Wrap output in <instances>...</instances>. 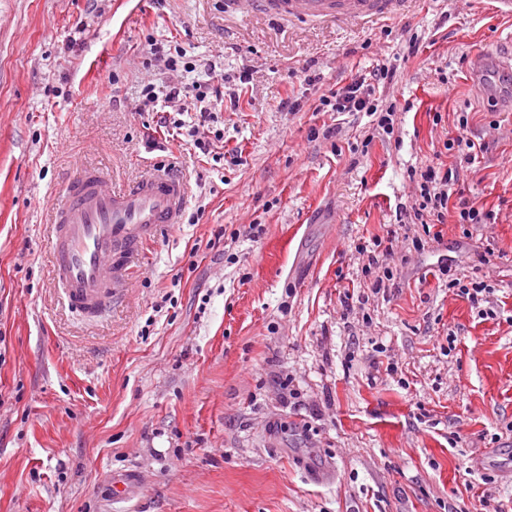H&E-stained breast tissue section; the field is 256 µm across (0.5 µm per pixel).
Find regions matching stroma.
<instances>
[{
    "label": "stroma",
    "mask_w": 512,
    "mask_h": 512,
    "mask_svg": "<svg viewBox=\"0 0 512 512\" xmlns=\"http://www.w3.org/2000/svg\"><path fill=\"white\" fill-rule=\"evenodd\" d=\"M153 39L239 94L218 113L223 161L160 133L148 147L135 105L171 79ZM509 55L496 0L370 23L0 0V512H512V84L473 81ZM382 64L393 135L318 111ZM462 115L485 146L471 164L444 148ZM79 161L117 188L170 168L199 216L163 230L92 322L66 306L46 232ZM429 166L458 169L491 223L451 212L436 238L398 222ZM373 239L392 250L372 268ZM453 276L492 284L494 316ZM124 473L134 489L113 499Z\"/></svg>",
    "instance_id": "1"
}]
</instances>
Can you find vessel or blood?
I'll return each mask as SVG.
<instances>
[{
  "mask_svg": "<svg viewBox=\"0 0 512 512\" xmlns=\"http://www.w3.org/2000/svg\"><path fill=\"white\" fill-rule=\"evenodd\" d=\"M247 13L313 20L373 21L395 15L409 0H227ZM185 181L151 173L116 189L103 172L81 167L49 207L50 265L70 310L94 320L111 309L120 288L155 235L179 223Z\"/></svg>",
  "mask_w": 512,
  "mask_h": 512,
  "instance_id": "b4317fda",
  "label": "vessel or blood"
}]
</instances>
